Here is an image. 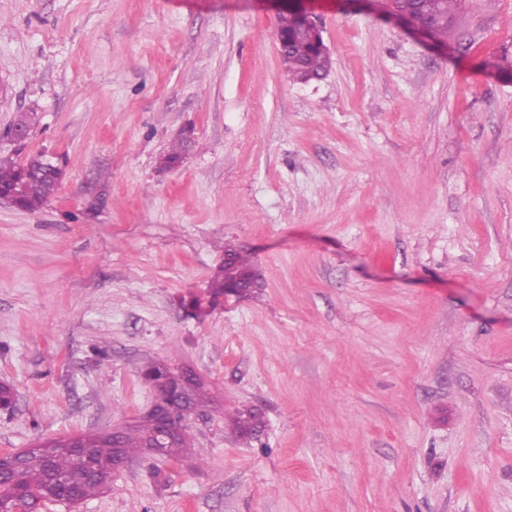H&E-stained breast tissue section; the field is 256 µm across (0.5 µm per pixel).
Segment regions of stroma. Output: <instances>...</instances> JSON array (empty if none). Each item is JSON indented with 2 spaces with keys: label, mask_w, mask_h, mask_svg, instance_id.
<instances>
[{
  "label": "stroma",
  "mask_w": 512,
  "mask_h": 512,
  "mask_svg": "<svg viewBox=\"0 0 512 512\" xmlns=\"http://www.w3.org/2000/svg\"><path fill=\"white\" fill-rule=\"evenodd\" d=\"M308 8L303 84L275 0H0V154L66 161L49 207L0 203V453L135 424L151 361L208 393L186 453L41 512H512V0L442 49ZM228 243L263 287L196 313ZM277 1L282 5L281 10L286 11L279 17L278 34L285 42L279 51L289 79L298 82V79L312 81L315 78H322L330 67L329 55L323 53L318 43L303 30L301 21L296 15L301 16L308 26L321 36L320 28L310 12L302 6L304 2L310 0ZM229 420L234 432L245 439H258L264 428L263 417L253 406L236 409Z\"/></svg>",
  "instance_id": "1"
}]
</instances>
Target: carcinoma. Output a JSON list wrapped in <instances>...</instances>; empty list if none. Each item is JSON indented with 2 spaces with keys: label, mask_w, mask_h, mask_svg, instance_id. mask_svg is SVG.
<instances>
[{
  "label": "carcinoma",
  "mask_w": 512,
  "mask_h": 512,
  "mask_svg": "<svg viewBox=\"0 0 512 512\" xmlns=\"http://www.w3.org/2000/svg\"><path fill=\"white\" fill-rule=\"evenodd\" d=\"M461 0H395L399 9H408L422 25L432 29L433 38L440 44L448 41V25ZM278 34L284 40L280 55L289 79L314 80L322 78L329 70V55L322 52L318 43L303 30L299 17L284 12L279 17ZM186 146L179 141L171 146L162 159L163 166L177 167L183 158ZM45 155L39 153L18 165L8 157H0V190L17 191L29 178L34 185L15 197V207L35 212L48 206L55 198L60 186L62 167L49 169L44 165ZM261 287L259 275L249 257L234 247H224V265L214 273L209 284L210 304L216 305L226 289L238 288L251 293ZM232 428L241 438L257 439L264 428L263 417L253 406L235 410L229 416ZM160 426L151 417L121 431L118 444L129 455L145 444ZM83 443L93 449L94 459L99 465L100 476L81 483V499L87 500L107 487L112 480V438L100 434L80 435ZM72 437L54 440L49 450L33 449L21 455L18 464L9 472L0 475V509H9L14 501L26 502L27 512H40L44 499L56 495V481L63 478L76 480L82 468L68 450Z\"/></svg>",
  "instance_id": "obj_1"
}]
</instances>
